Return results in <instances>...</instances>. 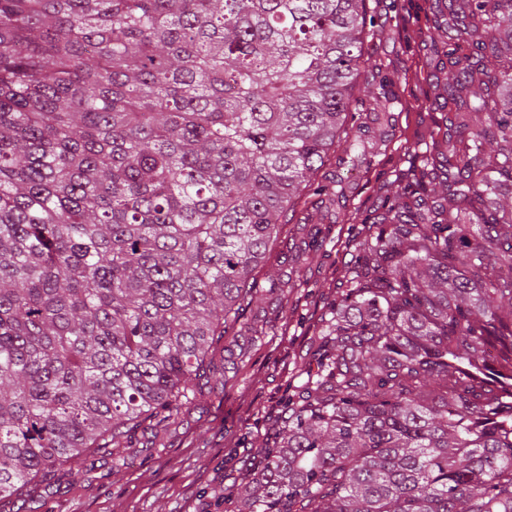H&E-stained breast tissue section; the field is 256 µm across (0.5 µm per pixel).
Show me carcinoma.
I'll return each mask as SVG.
<instances>
[{
  "label": "carcinoma",
  "mask_w": 512,
  "mask_h": 512,
  "mask_svg": "<svg viewBox=\"0 0 512 512\" xmlns=\"http://www.w3.org/2000/svg\"><path fill=\"white\" fill-rule=\"evenodd\" d=\"M368 2L0 0V503L186 405L320 168L371 161ZM428 37L448 123L227 512H512V0Z\"/></svg>",
  "instance_id": "obj_1"
}]
</instances>
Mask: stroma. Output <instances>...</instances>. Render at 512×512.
<instances>
[{"label":"stroma","mask_w":512,"mask_h":512,"mask_svg":"<svg viewBox=\"0 0 512 512\" xmlns=\"http://www.w3.org/2000/svg\"><path fill=\"white\" fill-rule=\"evenodd\" d=\"M369 6L384 24L368 54L397 83L392 126L370 166L351 169L336 157L319 172V183L341 181L344 198L318 227L296 212L256 270L262 293L245 320L273 325L275 333L227 335L213 352L214 374L190 391V404L177 414L139 429L126 463L97 456L80 481L46 476L40 497L14 500L5 512H224L220 489L255 468L258 451L273 441L286 390L304 380L299 365L315 348L313 328L354 259L350 215L372 210L380 189H395L399 172L427 149L429 129L445 115L422 106L446 79L435 68L436 49L427 37H409L427 28L429 0ZM274 281L290 283L288 302L269 294Z\"/></svg>","instance_id":"1"}]
</instances>
